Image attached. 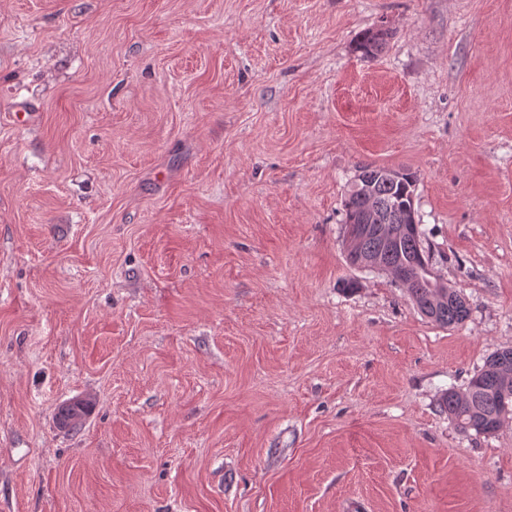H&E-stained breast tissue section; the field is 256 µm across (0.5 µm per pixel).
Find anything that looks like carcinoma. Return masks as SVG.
<instances>
[{
	"label": "carcinoma",
	"instance_id": "1",
	"mask_svg": "<svg viewBox=\"0 0 512 512\" xmlns=\"http://www.w3.org/2000/svg\"><path fill=\"white\" fill-rule=\"evenodd\" d=\"M391 36L390 30L379 27L359 33L354 49L367 59L377 57ZM415 177L405 172L398 179L384 175V169L365 167L349 190L344 202L345 221H361L365 208L371 209L373 223L361 242V256L380 255L387 268H408L414 272V283L408 295L422 315L443 328L463 324L469 307L460 293L453 299L436 297L438 279L432 272L423 246V232L416 219ZM394 226L398 235L391 247L382 249L379 229ZM512 364V348L489 355L484 365L469 380L461 396L453 388L443 393L440 406L448 418L463 430L492 435L502 426L512 406V398L504 394L501 360ZM91 408L88 400H73L57 410L58 424L64 429L79 427Z\"/></svg>",
	"mask_w": 512,
	"mask_h": 512
}]
</instances>
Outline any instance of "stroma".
I'll return each mask as SVG.
<instances>
[{"mask_svg": "<svg viewBox=\"0 0 512 512\" xmlns=\"http://www.w3.org/2000/svg\"><path fill=\"white\" fill-rule=\"evenodd\" d=\"M366 166L464 324L348 264ZM503 347L512 0H0V512H512L438 405ZM390 36V30L383 27L364 30L357 36L354 49L361 57L373 59L383 51ZM92 404L89 400H73L63 404L57 410L58 424L64 429L79 427Z\"/></svg>", "mask_w": 512, "mask_h": 512, "instance_id": "stroma-1", "label": "stroma"}]
</instances>
